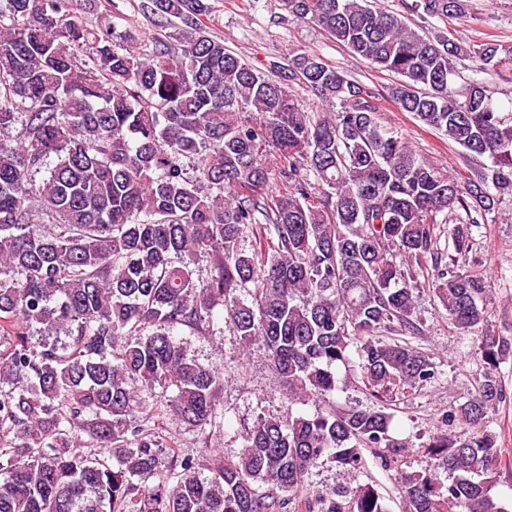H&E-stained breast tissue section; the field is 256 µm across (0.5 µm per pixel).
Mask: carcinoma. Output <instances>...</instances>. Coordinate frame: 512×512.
Instances as JSON below:
<instances>
[{"label":"carcinoma","mask_w":512,"mask_h":512,"mask_svg":"<svg viewBox=\"0 0 512 512\" xmlns=\"http://www.w3.org/2000/svg\"><path fill=\"white\" fill-rule=\"evenodd\" d=\"M281 3L400 76L388 98L457 144L466 173L382 125L376 94L319 54L242 60L204 29L208 0H150L162 31L143 43L112 0H0V512H385L358 473L366 450L400 468L412 448L388 409L438 378L414 343L424 273L456 333L485 327L483 373L400 491L408 512H508L490 480L512 476V448L488 423L512 336L490 329L491 280L466 262L471 227L512 196V98L483 78L512 82V45L408 25L465 22L470 0ZM296 83L332 110L305 111ZM218 306L241 347L264 343L289 402L338 390L354 350L375 404L263 413L200 477L181 433L218 424L223 378L176 333L210 334ZM327 453L348 482L303 492Z\"/></svg>","instance_id":"obj_1"}]
</instances>
